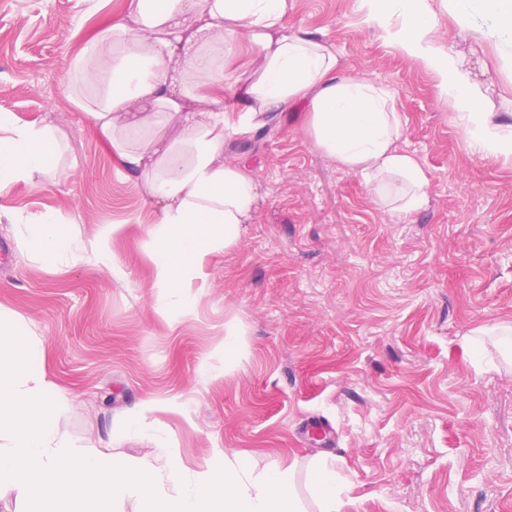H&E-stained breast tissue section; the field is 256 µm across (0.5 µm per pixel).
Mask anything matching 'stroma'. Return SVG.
Instances as JSON below:
<instances>
[{
    "mask_svg": "<svg viewBox=\"0 0 512 512\" xmlns=\"http://www.w3.org/2000/svg\"><path fill=\"white\" fill-rule=\"evenodd\" d=\"M127 2L0 0V113L67 134L56 172L0 196L12 247L0 308L44 344L46 378L68 401L61 435L134 459L158 436L194 471L227 448L258 473L290 465L304 512L319 510L318 458L350 512H512V373L490 369L492 341L468 343L512 325V160L471 152L436 74L386 38L365 0H294L290 24L331 46L341 75L394 93L429 203L407 218L379 208L312 144L308 107L294 104L233 144L260 184L253 223L161 302L154 211L63 92L70 59ZM428 5L431 44L512 124V51L462 29L443 0ZM48 214L78 263L26 249ZM107 224L119 230L105 244ZM148 399L161 411L145 438L129 436V411ZM315 421L333 438L308 434Z\"/></svg>",
    "mask_w": 512,
    "mask_h": 512,
    "instance_id": "stroma-1",
    "label": "stroma"
}]
</instances>
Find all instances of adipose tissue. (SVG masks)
I'll return each mask as SVG.
<instances>
[{"mask_svg":"<svg viewBox=\"0 0 512 512\" xmlns=\"http://www.w3.org/2000/svg\"><path fill=\"white\" fill-rule=\"evenodd\" d=\"M394 38L440 80L448 110L471 148L512 158V126L483 108V89L452 55L424 46L432 29L423 0H396ZM290 0H130L126 17L71 58L66 97L112 148L157 208L151 230L155 285L170 294L199 273L205 255L229 248L254 218L260 185L228 159L232 137L264 129L273 113L304 102L315 147L363 180L373 202L409 217L425 209L429 177L399 146L403 122L386 86L340 76L325 43L288 24ZM462 27L512 46V0H448ZM50 127L0 113V195L55 169ZM29 250L49 265L67 255L52 216L31 225Z\"/></svg>","mask_w":512,"mask_h":512,"instance_id":"1","label":"adipose tissue"}]
</instances>
